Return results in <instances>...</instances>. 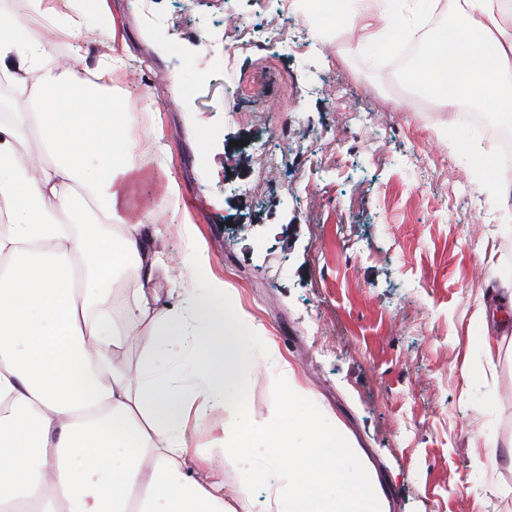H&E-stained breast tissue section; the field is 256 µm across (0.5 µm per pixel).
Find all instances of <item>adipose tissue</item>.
Instances as JSON below:
<instances>
[{
  "mask_svg": "<svg viewBox=\"0 0 512 512\" xmlns=\"http://www.w3.org/2000/svg\"><path fill=\"white\" fill-rule=\"evenodd\" d=\"M329 13L382 54L421 42L400 75L414 91L512 114V32L502 24L512 0H319L306 17L318 37ZM436 14L443 24L432 32ZM54 30L115 35L107 0H17L0 14V78L26 89L53 58ZM112 71L50 74L30 111L0 105V512H251L253 485L271 474L265 512H386L376 471L308 393L287 384L269 421L249 415L252 327L229 308L216 316L223 284L205 296L187 291L163 313L141 289L129 319L141 370L132 379L120 368L112 285L126 267L150 275L139 226L154 214L119 234L99 232L132 170L137 124L108 91ZM30 129L49 156L36 171L23 153ZM79 192L96 220L74 204ZM176 338L186 345L181 387L165 369ZM217 408L220 452L238 473L235 507L223 477L188 464V418Z\"/></svg>",
  "mask_w": 512,
  "mask_h": 512,
  "instance_id": "adipose-tissue-1",
  "label": "adipose tissue"
}]
</instances>
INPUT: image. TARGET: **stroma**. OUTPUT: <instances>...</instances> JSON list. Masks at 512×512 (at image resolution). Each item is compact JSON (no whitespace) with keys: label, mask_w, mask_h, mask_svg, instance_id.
I'll return each mask as SVG.
<instances>
[{"label":"stroma","mask_w":512,"mask_h":512,"mask_svg":"<svg viewBox=\"0 0 512 512\" xmlns=\"http://www.w3.org/2000/svg\"><path fill=\"white\" fill-rule=\"evenodd\" d=\"M109 4L117 39L62 37L55 53L79 72L126 60L112 92L138 131L116 221L180 189L140 229L157 308L223 282L257 336L251 417L271 415L291 371L388 481V512H512L492 445L512 437V326L488 351L475 320L512 305V202L471 165L497 142L470 140L391 58L364 70L359 33L303 54L239 48V23L297 27L274 0ZM195 252L201 276L179 264ZM223 420L189 422L190 463L218 461Z\"/></svg>","instance_id":"1"}]
</instances>
